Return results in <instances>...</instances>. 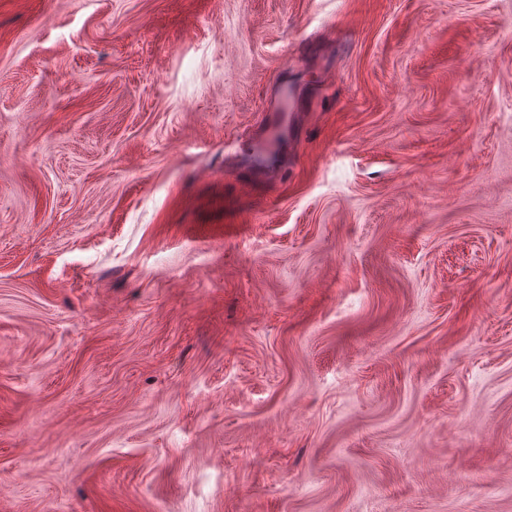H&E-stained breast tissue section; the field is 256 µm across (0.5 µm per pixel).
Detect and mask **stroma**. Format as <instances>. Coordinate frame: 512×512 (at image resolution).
<instances>
[{"label":"stroma","instance_id":"obj_1","mask_svg":"<svg viewBox=\"0 0 512 512\" xmlns=\"http://www.w3.org/2000/svg\"><path fill=\"white\" fill-rule=\"evenodd\" d=\"M0 512H512V0H0ZM298 106L293 102L289 103L284 100L281 104L278 111L269 112L265 114L264 126L269 131H278L282 128H288L289 125H292L298 118L297 115L288 112H296Z\"/></svg>","mask_w":512,"mask_h":512}]
</instances>
